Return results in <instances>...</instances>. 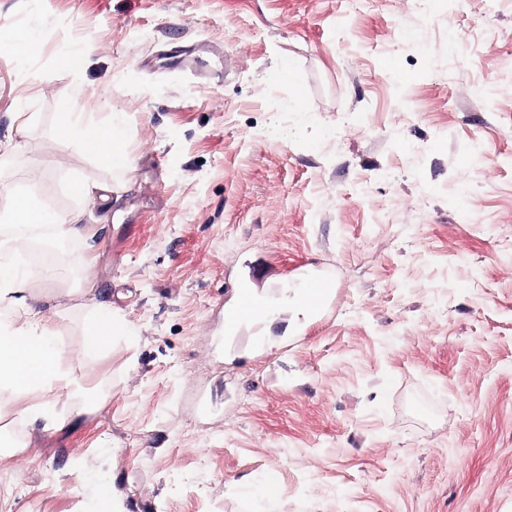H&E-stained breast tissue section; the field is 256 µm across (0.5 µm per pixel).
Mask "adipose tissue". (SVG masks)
<instances>
[{
	"mask_svg": "<svg viewBox=\"0 0 512 512\" xmlns=\"http://www.w3.org/2000/svg\"><path fill=\"white\" fill-rule=\"evenodd\" d=\"M51 135L60 141H81L98 162L112 169L127 171L132 167L133 154L121 115H112L108 123L100 125L87 122L82 113L67 110L59 113ZM0 213L13 224L48 225L51 236L64 241H81L92 235L90 225L73 218L51 223L49 213L22 194L10 198ZM43 302V296L34 292L25 278L0 273V395L15 401L51 392L71 403L73 415L86 414L96 401L65 367L58 325L45 317ZM130 333L125 321L100 313L82 325L79 352L85 357L97 355L113 338Z\"/></svg>",
	"mask_w": 512,
	"mask_h": 512,
	"instance_id": "ef3b65f1",
	"label": "adipose tissue"
}]
</instances>
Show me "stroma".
I'll return each instance as SVG.
<instances>
[{
    "label": "stroma",
    "instance_id": "35a3bbf8",
    "mask_svg": "<svg viewBox=\"0 0 512 512\" xmlns=\"http://www.w3.org/2000/svg\"><path fill=\"white\" fill-rule=\"evenodd\" d=\"M66 108L122 113L133 168L54 140ZM20 192L93 228L58 324L105 396L58 430L0 404L9 512H92L88 471L126 512H512V0H0ZM241 288L272 322L225 330ZM102 306L133 333L83 357Z\"/></svg>",
    "mask_w": 512,
    "mask_h": 512
}]
</instances>
